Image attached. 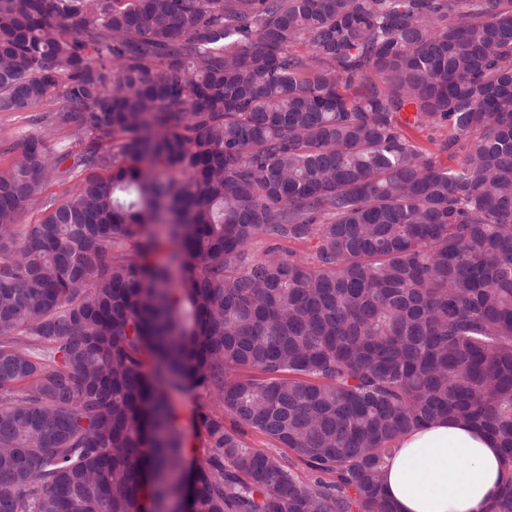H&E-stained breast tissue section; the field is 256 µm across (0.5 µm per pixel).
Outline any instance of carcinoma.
Returning a JSON list of instances; mask_svg holds the SVG:
<instances>
[{
    "mask_svg": "<svg viewBox=\"0 0 512 512\" xmlns=\"http://www.w3.org/2000/svg\"><path fill=\"white\" fill-rule=\"evenodd\" d=\"M35 108L64 146L0 166V512H179L170 386L213 400L191 512H396L395 440L445 418L512 512V0H0V112ZM281 255L288 256V251L295 253L297 256H302L306 259H311L315 253V242L309 243H296L291 241L279 240L270 238L265 235L257 236L249 245V253L256 259L264 258L271 250ZM246 440L251 447L268 450L276 455L285 465L290 466L295 478L300 483H309L313 480V473L300 462L292 460L286 448H276L265 436L254 432L249 433Z\"/></svg>",
    "mask_w": 512,
    "mask_h": 512,
    "instance_id": "carcinoma-1",
    "label": "carcinoma"
}]
</instances>
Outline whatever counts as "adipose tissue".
Masks as SVG:
<instances>
[{"mask_svg":"<svg viewBox=\"0 0 512 512\" xmlns=\"http://www.w3.org/2000/svg\"><path fill=\"white\" fill-rule=\"evenodd\" d=\"M395 446L382 489L397 512H487L505 477L496 441L473 424L444 419Z\"/></svg>","mask_w":512,"mask_h":512,"instance_id":"obj_1","label":"adipose tissue"}]
</instances>
